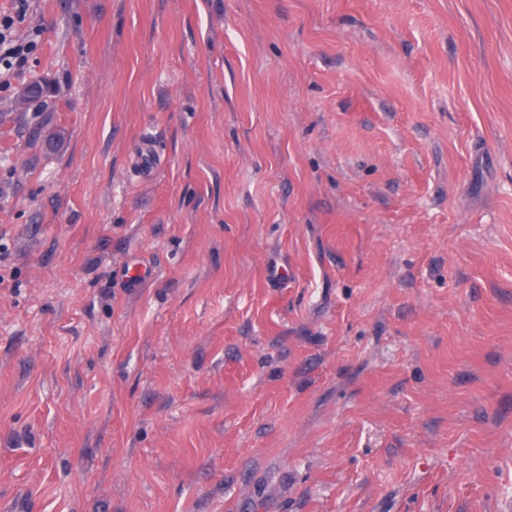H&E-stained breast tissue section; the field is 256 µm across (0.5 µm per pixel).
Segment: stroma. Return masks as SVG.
Returning <instances> with one entry per match:
<instances>
[{
  "label": "stroma",
  "instance_id": "obj_1",
  "mask_svg": "<svg viewBox=\"0 0 512 512\" xmlns=\"http://www.w3.org/2000/svg\"><path fill=\"white\" fill-rule=\"evenodd\" d=\"M14 35L0 512L512 501V0H30ZM31 85L38 86L39 90L34 94L21 96L23 101L20 107L24 112L28 109L33 108L34 112H46L49 111L50 98L52 96V90L48 84L35 83Z\"/></svg>",
  "mask_w": 512,
  "mask_h": 512
}]
</instances>
